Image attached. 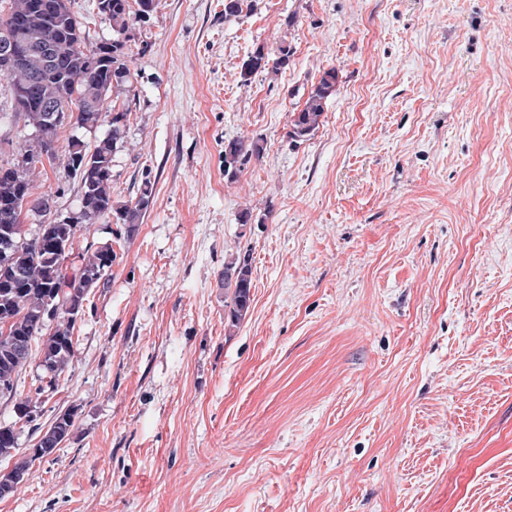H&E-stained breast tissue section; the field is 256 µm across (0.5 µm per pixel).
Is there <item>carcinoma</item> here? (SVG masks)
Instances as JSON below:
<instances>
[{
	"label": "carcinoma",
	"instance_id": "obj_1",
	"mask_svg": "<svg viewBox=\"0 0 512 512\" xmlns=\"http://www.w3.org/2000/svg\"><path fill=\"white\" fill-rule=\"evenodd\" d=\"M159 0H112V42L85 45L82 22L72 12L69 0H0V27L15 26L24 37L41 44L16 67L0 66V77L8 83L13 109L24 115L36 139L24 148L36 164L58 159L56 141L60 123L50 121L47 109L56 106L70 112L69 121L79 128L93 129L109 119L111 130L88 146L73 137L68 143L64 169L79 183V212L75 222H48L42 236L31 243L0 254V387L15 389V379L26 364L17 353L16 342L37 344L40 366L48 384L35 388V397L20 398L18 407L36 411L44 394L57 387L58 376L75 356L73 330L78 314L91 292L106 284L115 253L102 246L82 257L67 288L59 287L60 260L64 250H73L77 229L94 224L110 214L132 235L152 203V186L146 179L136 200L117 205L112 199V162L122 139L129 105L105 107L109 92H132L128 42L134 39L135 26L149 18ZM290 49L279 48L270 59L262 49L255 50L240 68L242 82L269 69L277 72L288 66ZM338 73L323 72L303 106L292 113L289 137L305 141L322 123L327 100L336 92ZM263 147L254 140L237 139L224 145L225 174L237 176V165L260 157ZM29 167L17 176L0 175V231L20 222L22 215L41 214L42 195L34 192ZM251 258L246 254L224 264V318L230 327L238 326L251 305ZM57 314L50 333L49 313Z\"/></svg>",
	"mask_w": 512,
	"mask_h": 512
}]
</instances>
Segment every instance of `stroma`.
Instances as JSON below:
<instances>
[{
  "instance_id": "obj_1",
  "label": "stroma",
  "mask_w": 512,
  "mask_h": 512,
  "mask_svg": "<svg viewBox=\"0 0 512 512\" xmlns=\"http://www.w3.org/2000/svg\"><path fill=\"white\" fill-rule=\"evenodd\" d=\"M288 66L241 85L257 48ZM137 96L112 246L75 357L16 455L68 439L0 512H512V0H159L128 44ZM308 140L291 115L322 73ZM0 166L32 131L0 95ZM263 147L228 180L224 146ZM78 209L62 165L35 179ZM251 208L250 223L239 221ZM252 306L224 320L225 262ZM338 73L332 68L323 72L298 112L292 113L289 137L294 142L305 141L320 126L327 100L336 92Z\"/></svg>"
}]
</instances>
